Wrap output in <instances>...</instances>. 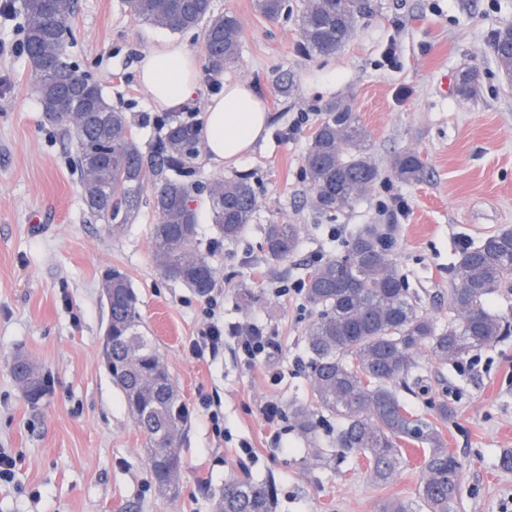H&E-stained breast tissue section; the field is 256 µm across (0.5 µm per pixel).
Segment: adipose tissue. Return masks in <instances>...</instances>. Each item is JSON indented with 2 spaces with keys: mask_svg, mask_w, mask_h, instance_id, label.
<instances>
[{
  "mask_svg": "<svg viewBox=\"0 0 512 512\" xmlns=\"http://www.w3.org/2000/svg\"><path fill=\"white\" fill-rule=\"evenodd\" d=\"M138 76L154 103L167 110L192 103L200 89L195 56L175 39L158 40L143 52ZM268 119L267 105L251 84L225 83L220 94L208 97L203 104V159L207 167L221 170L236 166L264 133Z\"/></svg>",
  "mask_w": 512,
  "mask_h": 512,
  "instance_id": "obj_1",
  "label": "adipose tissue"
}]
</instances>
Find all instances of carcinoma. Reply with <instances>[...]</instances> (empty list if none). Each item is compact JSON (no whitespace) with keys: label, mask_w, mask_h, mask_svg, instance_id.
Masks as SVG:
<instances>
[{"label":"carcinoma","mask_w":512,"mask_h":512,"mask_svg":"<svg viewBox=\"0 0 512 512\" xmlns=\"http://www.w3.org/2000/svg\"><path fill=\"white\" fill-rule=\"evenodd\" d=\"M140 22L173 32L202 28L204 68L221 73L238 61L241 25L231 12L216 13L212 0H125ZM24 50L33 89L47 120L74 137L75 163L82 176L87 211L118 233L144 203L157 214L150 238L157 266L165 278L199 296L215 286L212 251L198 247V217L189 203L194 163L200 155V124L162 117L163 134L151 154L148 176L139 143L125 112L113 107L100 86L83 76V91L65 108L56 109L55 95L79 75V66L61 38L71 28L76 0H22ZM256 10L270 20L288 17V0H255ZM363 0H304L299 19L300 46L319 56L334 54L356 32ZM502 74L512 80V52L495 51ZM458 93L477 95L476 73H461ZM315 126L304 158L311 207L335 214L366 198L380 177L372 144L360 116L350 104L330 102ZM397 180L415 184L427 177L421 157L408 150L392 164ZM211 224L217 237L235 241L258 209L254 187L246 176L216 178L207 186ZM297 224H266L261 250L272 262L294 254ZM394 228L363 224L344 251L313 262L303 278L304 298L315 312L305 350L311 400L288 409L292 427L315 458L316 417L336 416V448L340 456L360 455L366 476L375 483L394 479L406 462L403 445L422 448L423 464L416 500L395 501L386 512H457L463 464L445 448L435 422L409 408L400 390L427 392L417 353L430 352L435 363H460L472 352L499 341L508 320L487 310L482 301L512 285V228L504 227L478 245L461 251L450 270L448 309L440 321L409 291L394 257ZM108 306L103 359L121 390L137 429L143 434L156 490L174 492L184 471L177 444L189 410L165 369L156 347L142 336L140 300L127 276L118 269L103 282ZM12 371L28 398L38 401L46 391L44 377L24 355L12 360ZM277 492L267 480L246 470L224 478L212 495L213 512H276Z\"/></svg>","instance_id":"1"}]
</instances>
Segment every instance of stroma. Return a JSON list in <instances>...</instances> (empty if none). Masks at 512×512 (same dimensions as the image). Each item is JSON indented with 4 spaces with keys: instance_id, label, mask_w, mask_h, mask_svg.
Here are the masks:
<instances>
[{
    "instance_id": "1",
    "label": "stroma",
    "mask_w": 512,
    "mask_h": 512,
    "mask_svg": "<svg viewBox=\"0 0 512 512\" xmlns=\"http://www.w3.org/2000/svg\"><path fill=\"white\" fill-rule=\"evenodd\" d=\"M289 18L271 21L253 0H213L216 12L241 22L239 62L201 73L200 96L186 114L201 116L203 99L225 81L255 85L270 121L253 151L220 175L251 177L259 201L254 220L235 242L216 250V287L224 323L259 318L279 349L269 367H248L232 340L216 355L194 357L189 344L205 320L203 298L166 279L152 251L150 206L117 235L87 212L74 161V141L49 123L31 87L25 55L0 54V448L16 457L13 483L0 485V512H211L210 494L225 476L247 466L273 478L277 512H382L413 499L422 453L387 483L366 479L364 459L332 466L307 455L292 429L273 449L261 413L309 401L305 336L315 313L276 288L303 277L317 258L340 254L362 224L394 227L395 256L410 291L427 311L447 320L449 269L459 253L500 228L512 227V82L499 71L492 35L512 24V0H366L355 36L329 56L299 47L303 0H289ZM69 54L105 97L127 113L142 148L157 127L156 107L138 79V62L164 29L135 20L124 0H77ZM478 73L476 97L457 94L458 73ZM288 73L294 91L278 92ZM343 100L369 131L380 177L367 197L332 216L315 212L301 176L309 136L322 107ZM406 150L428 166L422 183L405 185L391 162ZM197 185L218 173L197 162ZM399 193L406 216L382 211ZM265 224H296L300 239L288 261L269 266L260 249ZM124 272L137 293L142 333L156 347L191 418L180 443L185 472L177 493L160 495L151 482L145 440L128 413L102 357L107 303L105 273ZM255 293L250 306L238 294ZM27 356L47 381L30 402L11 370ZM419 361L425 397L405 395L414 410L447 398L453 414L438 427L463 463L458 512H501L512 498V335L459 364ZM280 374L269 379L270 370ZM218 405L212 426L203 400ZM251 445L255 462L237 451Z\"/></svg>"
}]
</instances>
